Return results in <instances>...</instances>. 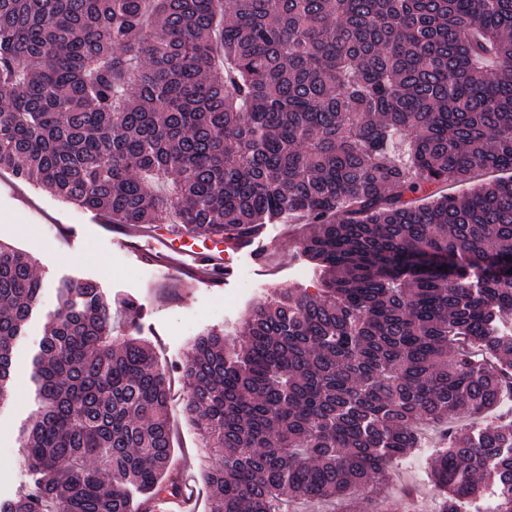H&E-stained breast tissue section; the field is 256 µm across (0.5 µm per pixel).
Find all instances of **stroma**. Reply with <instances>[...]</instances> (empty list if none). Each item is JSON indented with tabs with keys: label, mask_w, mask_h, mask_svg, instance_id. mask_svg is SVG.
<instances>
[{
	"label": "stroma",
	"mask_w": 512,
	"mask_h": 512,
	"mask_svg": "<svg viewBox=\"0 0 512 512\" xmlns=\"http://www.w3.org/2000/svg\"><path fill=\"white\" fill-rule=\"evenodd\" d=\"M299 224H268L265 242L276 243L265 264L248 250L230 254L232 275L220 289H188L164 277L159 267L137 261L112 242L101 217L77 205L63 203L41 188L0 172V241L29 253L37 262L44 288L24 336L15 346L17 397L0 404V499L15 498L28 485L20 428L31 422L36 408L30 387L31 361L39 349L45 323L57 309V288L68 280L94 278L112 300L116 325L125 322L124 304L137 300L146 313L136 327L149 341L170 386L173 410L172 468L190 486L196 512H209L208 489L195 460L197 436L182 411L186 385L182 362L191 340L213 328L238 326L245 312L264 301L275 288L319 287V273L302 255ZM443 446L438 429H428L415 453L395 461L386 491L359 498L355 512H373L383 493L404 498L414 512H437L439 507L428 464Z\"/></svg>",
	"instance_id": "obj_1"
}]
</instances>
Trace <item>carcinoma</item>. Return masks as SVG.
<instances>
[{
	"mask_svg": "<svg viewBox=\"0 0 512 512\" xmlns=\"http://www.w3.org/2000/svg\"><path fill=\"white\" fill-rule=\"evenodd\" d=\"M2 170L109 224H304L321 287L185 357L209 512L371 493L422 423L512 393V0H0ZM35 269L0 243L1 401ZM57 299L0 512H149L181 493L166 375L98 280ZM432 475L441 512L488 483L512 512V420L448 431Z\"/></svg>",
	"mask_w": 512,
	"mask_h": 512,
	"instance_id": "obj_1",
	"label": "carcinoma"
}]
</instances>
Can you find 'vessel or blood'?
<instances>
[{"label": "vessel or blood", "mask_w": 512, "mask_h": 512, "mask_svg": "<svg viewBox=\"0 0 512 512\" xmlns=\"http://www.w3.org/2000/svg\"><path fill=\"white\" fill-rule=\"evenodd\" d=\"M113 241L138 260L162 267L168 276L190 288L223 287L231 273L224 262V239L219 235L200 246L182 230L141 228L132 235L120 228Z\"/></svg>", "instance_id": "vessel-or-blood-1"}]
</instances>
